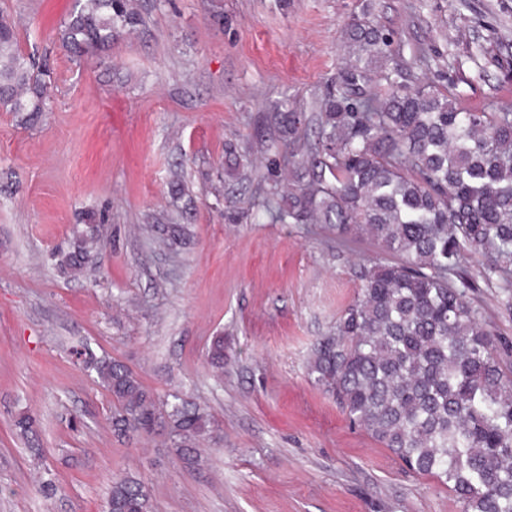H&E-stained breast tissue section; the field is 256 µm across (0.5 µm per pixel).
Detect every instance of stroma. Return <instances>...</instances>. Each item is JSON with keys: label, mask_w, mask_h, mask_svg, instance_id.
<instances>
[{"label": "stroma", "mask_w": 512, "mask_h": 512, "mask_svg": "<svg viewBox=\"0 0 512 512\" xmlns=\"http://www.w3.org/2000/svg\"><path fill=\"white\" fill-rule=\"evenodd\" d=\"M134 4L139 24L96 65L58 42L76 0H0L22 51L54 77L48 111L0 110V512H104L125 471L154 512H461L308 373L314 344L360 292L361 266L385 252L325 224L255 219L252 193L280 174L263 116L283 101L316 115L356 20L393 33L413 78L456 83L463 110L512 106V0ZM228 143L244 178L225 174ZM178 179L189 189L179 200ZM174 222L186 235L164 246ZM89 231L91 260L61 268ZM485 264L464 255L469 299L512 376V292L486 283ZM89 351L211 414L197 465L164 434L113 436ZM23 414L37 418L35 438L16 431Z\"/></svg>", "instance_id": "obj_1"}]
</instances>
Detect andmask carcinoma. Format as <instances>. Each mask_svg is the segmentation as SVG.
Returning <instances> with one entry per match:
<instances>
[{
  "label": "carcinoma",
  "mask_w": 512,
  "mask_h": 512,
  "mask_svg": "<svg viewBox=\"0 0 512 512\" xmlns=\"http://www.w3.org/2000/svg\"><path fill=\"white\" fill-rule=\"evenodd\" d=\"M138 22L132 0H83L61 26V47L94 57ZM349 62L318 101V142L306 149L303 112L266 116L292 182H257L254 207L272 222L356 231L393 257L361 272V294L313 346L308 373L348 417L410 470L450 489L461 512H512V380L469 300L463 253L488 259L483 277L512 288V107L465 112L450 87L416 82L393 37L367 21L347 30ZM385 91L370 88L372 77ZM52 72L21 52L0 17V109L43 112ZM97 242L77 239L82 268ZM110 393L112 434L162 430L188 465L212 418L175 394L160 401L123 362L89 355ZM106 507L153 512L132 475L114 478Z\"/></svg>",
  "instance_id": "cac0c4a2"
}]
</instances>
